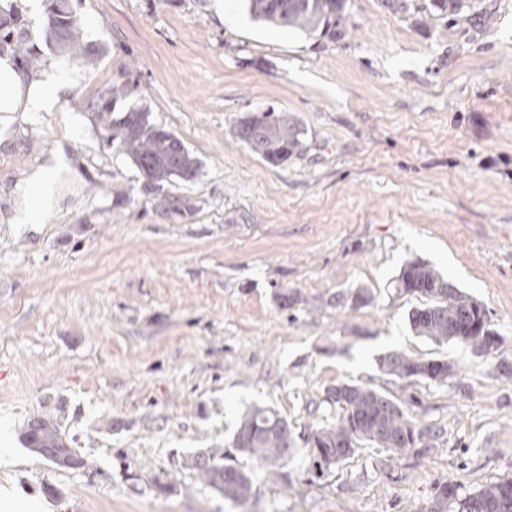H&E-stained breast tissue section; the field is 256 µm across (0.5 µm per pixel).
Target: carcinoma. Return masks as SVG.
<instances>
[{"label":"carcinoma","instance_id":"obj_1","mask_svg":"<svg viewBox=\"0 0 512 512\" xmlns=\"http://www.w3.org/2000/svg\"><path fill=\"white\" fill-rule=\"evenodd\" d=\"M402 12L458 15L467 7L463 0H391ZM348 0H247L251 16L272 26L294 28L305 34H336L348 14ZM21 19L14 0H0V53L12 52L24 69L38 66V53L19 38ZM48 42L58 53L85 67L97 60L94 49L84 44L76 27L69 0H55L46 23ZM137 90L128 78L112 83L100 97L97 118L105 138L137 168L143 190L153 195L154 207L162 213L191 209L190 201L165 191L175 179L195 182L202 173L200 160L171 130L156 123L152 112L134 104L111 114L110 102L125 99ZM233 137L250 152L271 165H280L306 148L303 127L286 112L269 110L240 117ZM398 290L418 300L408 313L416 336L437 344L455 342L476 353H487L485 336H493L483 304L448 282L430 265L406 262L397 279ZM379 368L398 380H428L442 383L453 371L446 360H422L402 351L382 355ZM322 402L336 410L323 424L305 432L308 470L316 477L350 459L360 443L402 456L423 444L432 430L422 427L386 390L338 383L325 389ZM27 448L58 469H85L91 463L70 446L57 416L44 413L30 418L22 433ZM231 447L263 465H274L296 453L297 440L288 420L267 407H253L242 417ZM183 467L197 482L242 504L254 495L251 472L234 462L221 448H207L187 455ZM430 512H512V477L491 482L469 492L452 481L436 485Z\"/></svg>","mask_w":512,"mask_h":512}]
</instances>
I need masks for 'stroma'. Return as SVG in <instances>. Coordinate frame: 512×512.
Wrapping results in <instances>:
<instances>
[{"mask_svg": "<svg viewBox=\"0 0 512 512\" xmlns=\"http://www.w3.org/2000/svg\"><path fill=\"white\" fill-rule=\"evenodd\" d=\"M17 3L41 58L25 79L76 85L56 111L0 116V494L54 512H429L440 482L512 476V0H478L489 25L350 0L332 39L256 22L244 0H70L103 50L91 69L49 49L50 0ZM125 75L202 163L167 187L191 213L156 210L100 134L93 105ZM271 107L307 132L280 167L232 135ZM47 167L75 194L17 224ZM414 259L484 304L495 350L415 336L417 301L394 288ZM390 351L454 371L393 381L377 364ZM340 382L389 391L442 435L401 457L364 446L314 482L303 452L240 457L257 486L241 506L183 470L255 406L316 426ZM45 412L92 469L23 447Z\"/></svg>", "mask_w": 512, "mask_h": 512, "instance_id": "1", "label": "stroma"}]
</instances>
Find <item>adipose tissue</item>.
<instances>
[{"label":"adipose tissue","instance_id":"adipose-tissue-1","mask_svg":"<svg viewBox=\"0 0 512 512\" xmlns=\"http://www.w3.org/2000/svg\"><path fill=\"white\" fill-rule=\"evenodd\" d=\"M72 87L68 73L55 72L45 79L23 84L14 67L0 60V112H49Z\"/></svg>","mask_w":512,"mask_h":512}]
</instances>
